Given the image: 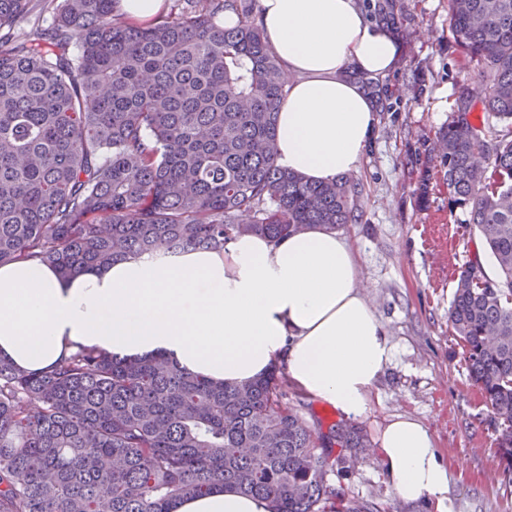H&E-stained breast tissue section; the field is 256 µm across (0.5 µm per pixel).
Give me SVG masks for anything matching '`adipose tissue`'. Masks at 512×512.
Masks as SVG:
<instances>
[{"label":"adipose tissue","mask_w":512,"mask_h":512,"mask_svg":"<svg viewBox=\"0 0 512 512\" xmlns=\"http://www.w3.org/2000/svg\"><path fill=\"white\" fill-rule=\"evenodd\" d=\"M258 22L291 77L279 164L315 182L358 171L378 122L365 83L397 67L398 34L357 0H258ZM79 346L128 359L161 354L216 383H245L281 362L293 387L348 418L367 413L395 358L358 287L352 249L319 226L278 241L238 235L221 250L130 255L72 278L36 260L0 265V357L39 373ZM379 452L401 500L451 512L448 467L421 420H388ZM173 512L267 504L217 489Z\"/></svg>","instance_id":"ef3b65f1"}]
</instances>
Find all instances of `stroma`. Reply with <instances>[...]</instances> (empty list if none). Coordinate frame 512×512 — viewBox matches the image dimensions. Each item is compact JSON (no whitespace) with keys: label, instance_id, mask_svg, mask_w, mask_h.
Segmentation results:
<instances>
[{"label":"stroma","instance_id":"35a3bbf8","mask_svg":"<svg viewBox=\"0 0 512 512\" xmlns=\"http://www.w3.org/2000/svg\"><path fill=\"white\" fill-rule=\"evenodd\" d=\"M366 14L393 20L403 45L399 66L374 82L379 122L359 172L350 237L365 296L395 348L372 406L360 418L371 443L349 472L331 482L378 512H432L427 502L400 501L375 445L393 416L422 420L449 468L452 512H512V483L496 458L488 408L472 385L448 320L456 282L444 270L427 231L454 229L456 266L480 263L495 276L494 259L474 225L450 210L435 144L462 88H476L477 67L449 26V0H360ZM427 194H420V183Z\"/></svg>","mask_w":512,"mask_h":512}]
</instances>
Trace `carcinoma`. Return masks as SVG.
<instances>
[{
    "label": "carcinoma",
    "instance_id": "cac0c4a2",
    "mask_svg": "<svg viewBox=\"0 0 512 512\" xmlns=\"http://www.w3.org/2000/svg\"><path fill=\"white\" fill-rule=\"evenodd\" d=\"M31 0H0V265L64 277L128 255L279 240L354 219L346 178L310 182L278 163L288 82L253 8L185 0L149 26L117 0H40L47 28L17 32ZM234 11L226 29L216 15ZM450 29L479 66L495 134L455 109L439 132L451 205L497 266L462 267L448 319L512 477V0H450ZM361 428H312L276 370L215 385L162 355L79 347L51 370L0 359V512H171L218 487L269 512H371L336 492L332 448Z\"/></svg>",
    "mask_w": 512,
    "mask_h": 512
}]
</instances>
